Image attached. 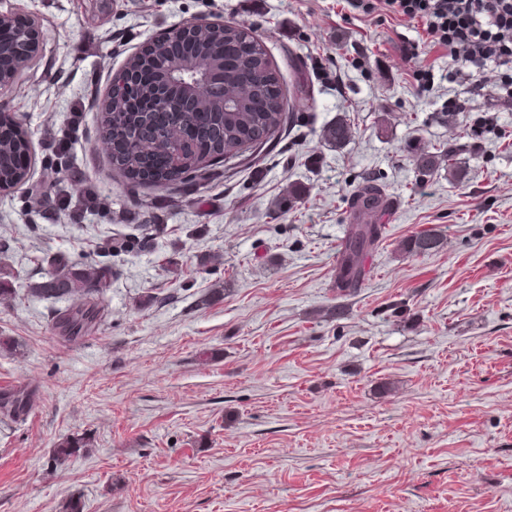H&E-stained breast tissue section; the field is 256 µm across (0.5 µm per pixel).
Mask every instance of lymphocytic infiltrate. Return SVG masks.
I'll use <instances>...</instances> for the list:
<instances>
[{
    "instance_id": "lymphocytic-infiltrate-1",
    "label": "lymphocytic infiltrate",
    "mask_w": 512,
    "mask_h": 512,
    "mask_svg": "<svg viewBox=\"0 0 512 512\" xmlns=\"http://www.w3.org/2000/svg\"><path fill=\"white\" fill-rule=\"evenodd\" d=\"M364 15L384 8L422 23L435 46L476 76L491 65H512V0H350Z\"/></svg>"
}]
</instances>
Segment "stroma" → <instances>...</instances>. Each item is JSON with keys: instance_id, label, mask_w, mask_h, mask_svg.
<instances>
[{"instance_id": "stroma-1", "label": "stroma", "mask_w": 512, "mask_h": 512, "mask_svg": "<svg viewBox=\"0 0 512 512\" xmlns=\"http://www.w3.org/2000/svg\"><path fill=\"white\" fill-rule=\"evenodd\" d=\"M0 5L45 35L0 98L32 155L26 184L0 193L16 290L0 336L17 345L0 353V388L37 391L24 421H0V512L77 497L85 512H512V105L474 91L422 24L370 21L346 0ZM201 16L255 30L284 92L304 81L314 104L258 156L154 194L113 170L98 105L144 43ZM486 112L508 138L471 139ZM341 116L349 139L324 143ZM412 141L453 150L451 167L419 179ZM369 178L392 202L386 238L342 297L348 200ZM291 187L302 199L281 211ZM430 229L442 249L400 252ZM116 237L125 251L107 254ZM59 254L111 270L107 318L77 342L53 326L65 301L28 292ZM214 288L223 300L202 306ZM146 294L158 301L139 308ZM85 434L88 454L53 462L59 438Z\"/></svg>"}]
</instances>
